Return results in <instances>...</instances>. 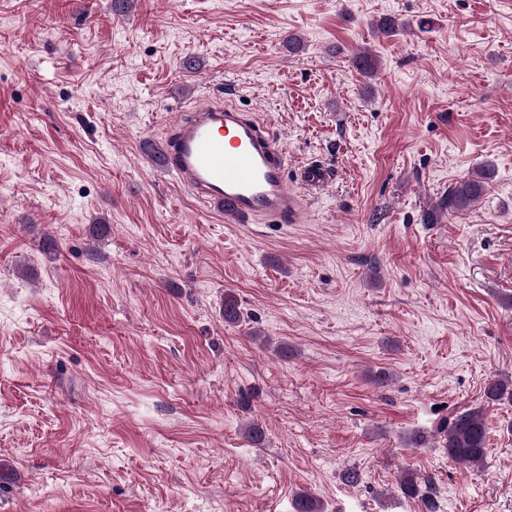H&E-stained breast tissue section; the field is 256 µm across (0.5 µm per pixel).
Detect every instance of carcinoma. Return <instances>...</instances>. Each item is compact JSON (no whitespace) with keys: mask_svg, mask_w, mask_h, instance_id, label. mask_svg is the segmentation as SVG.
Returning <instances> with one entry per match:
<instances>
[{"mask_svg":"<svg viewBox=\"0 0 512 512\" xmlns=\"http://www.w3.org/2000/svg\"><path fill=\"white\" fill-rule=\"evenodd\" d=\"M492 176L490 168L480 170L475 176L448 187L436 206L422 213L424 224H438L443 217L468 209L483 196L485 184ZM446 440L448 457L465 465H480L486 457V429L483 413L479 409H468L456 415L451 422L440 426ZM401 492L409 498L422 501L426 512H435L436 488L432 482L418 483L416 476L408 474L400 481ZM296 512H323L319 500L313 495L298 494Z\"/></svg>","mask_w":512,"mask_h":512,"instance_id":"carcinoma-1","label":"carcinoma"}]
</instances>
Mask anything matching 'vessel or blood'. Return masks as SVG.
Returning a JSON list of instances; mask_svg holds the SVG:
<instances>
[{"instance_id": "vessel-or-blood-1", "label": "vessel or blood", "mask_w": 512, "mask_h": 512, "mask_svg": "<svg viewBox=\"0 0 512 512\" xmlns=\"http://www.w3.org/2000/svg\"><path fill=\"white\" fill-rule=\"evenodd\" d=\"M162 164L198 200L252 223H303L307 195L330 179L313 162L300 174V189H290L288 159L271 127L227 102L190 108L167 134Z\"/></svg>"}]
</instances>
